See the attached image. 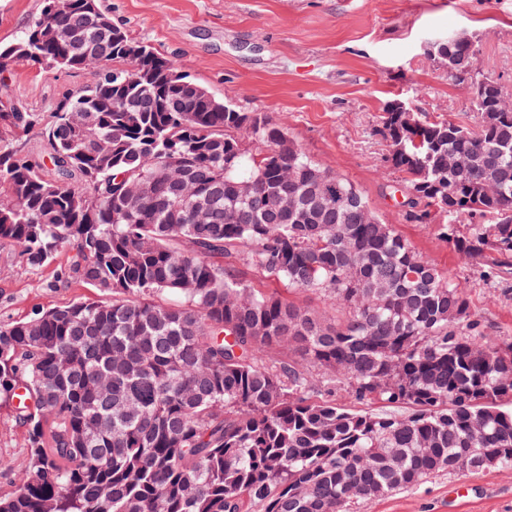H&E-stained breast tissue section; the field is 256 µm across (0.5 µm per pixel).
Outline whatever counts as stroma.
Listing matches in <instances>:
<instances>
[{"mask_svg":"<svg viewBox=\"0 0 512 512\" xmlns=\"http://www.w3.org/2000/svg\"><path fill=\"white\" fill-rule=\"evenodd\" d=\"M114 23L174 60L193 80L242 112H262L307 155L351 182L380 219L466 289L494 338L512 340V274L486 280L481 265L458 258L433 225L411 224L393 199L403 175L386 160L380 116L394 101L428 118L469 125V81L452 78L429 53L448 35L471 38L478 75L512 91V0H100ZM42 0H0V44L15 41ZM93 70L17 62L5 81L31 112L50 119L63 94L93 83ZM74 250L33 267L0 244V325L31 318L49 304L100 294L69 277ZM0 497L21 486L25 431L0 404ZM354 512H512V470L439 472Z\"/></svg>","mask_w":512,"mask_h":512,"instance_id":"obj_1","label":"stroma"}]
</instances>
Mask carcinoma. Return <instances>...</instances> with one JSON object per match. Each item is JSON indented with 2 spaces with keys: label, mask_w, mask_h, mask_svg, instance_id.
Wrapping results in <instances>:
<instances>
[{
  "label": "carcinoma",
  "mask_w": 512,
  "mask_h": 512,
  "mask_svg": "<svg viewBox=\"0 0 512 512\" xmlns=\"http://www.w3.org/2000/svg\"><path fill=\"white\" fill-rule=\"evenodd\" d=\"M59 20L75 32L66 49L37 37ZM19 59L97 79L58 102L51 170L17 149L39 113L0 84V243L34 267L72 243L73 276L109 298L0 325V400L23 388L32 402L14 407L29 462L0 512H350L440 471L512 469V343L356 187L98 0H43L0 45V75ZM472 102V127L390 106L379 134L406 218L500 277L512 112L486 111L475 89ZM138 182L150 193L130 208L123 188ZM283 196L298 209L282 212ZM341 384L380 409L336 403Z\"/></svg>",
  "instance_id": "carcinoma-1"
}]
</instances>
